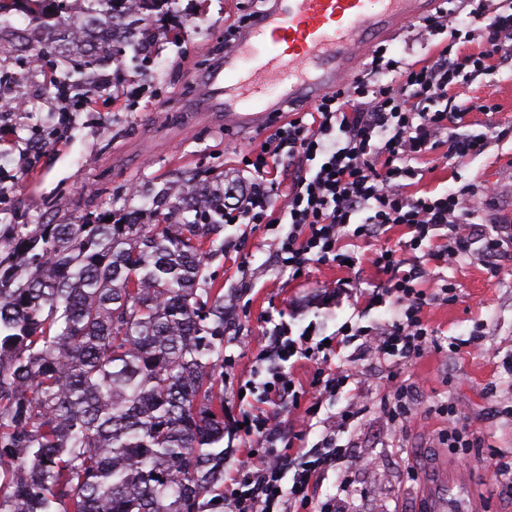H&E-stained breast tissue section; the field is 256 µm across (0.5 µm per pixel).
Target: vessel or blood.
Wrapping results in <instances>:
<instances>
[{
  "instance_id": "1",
  "label": "vessel or blood",
  "mask_w": 512,
  "mask_h": 512,
  "mask_svg": "<svg viewBox=\"0 0 512 512\" xmlns=\"http://www.w3.org/2000/svg\"><path fill=\"white\" fill-rule=\"evenodd\" d=\"M438 0H266L237 30L224 55L190 83L202 111L230 125L262 129L286 105L314 103L343 87L374 40L429 15ZM457 473L425 475V512H453Z\"/></svg>"
}]
</instances>
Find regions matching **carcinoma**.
<instances>
[{
    "mask_svg": "<svg viewBox=\"0 0 512 512\" xmlns=\"http://www.w3.org/2000/svg\"><path fill=\"white\" fill-rule=\"evenodd\" d=\"M47 0H0L50 52ZM85 27L165 0H86ZM110 49L86 41L79 80ZM125 224H29L0 249V512H224V291L205 260L218 181Z\"/></svg>",
    "mask_w": 512,
    "mask_h": 512,
    "instance_id": "obj_1",
    "label": "carcinoma"
}]
</instances>
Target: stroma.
<instances>
[{
	"label": "stroma",
	"mask_w": 512,
	"mask_h": 512,
	"mask_svg": "<svg viewBox=\"0 0 512 512\" xmlns=\"http://www.w3.org/2000/svg\"><path fill=\"white\" fill-rule=\"evenodd\" d=\"M242 0H169L167 15L152 14L144 22L158 46L143 58L136 39L118 40L100 76L112 83V108L84 110L74 115L64 147L42 149L32 176L19 174L20 153L0 162V243L8 242L20 224H50L57 217L75 224L149 207V191L170 186L190 188L191 174L202 172L223 182L243 180L240 150L259 144L263 136L226 126L220 112H191L188 78L211 60L224 29L237 22ZM173 19L186 35L175 39L161 33ZM15 74L14 94L27 107L14 116L16 141L27 143L35 128L52 123L46 112L43 72L71 70L73 61L44 56L42 73L30 74L32 56L43 55L37 43L10 44ZM467 95L470 132L482 130L478 107L499 109L500 128L489 147L465 163L439 162L426 172L418 188L434 194L465 184H490L495 193L479 208L472 226L475 241L497 234L512 237V60L490 73L469 77ZM224 249L206 261L205 273L224 291V353L231 361L224 370V405L237 406L236 393L253 376L256 356L275 323L295 328L320 324L324 335H335L345 322L381 327L390 307L357 313L351 302H337L333 290L345 270L312 266L305 283L291 281L274 260V236L263 229L225 225ZM424 289L432 300L425 316L438 334L441 348L429 351L402 376L412 387L413 420L403 427L391 423L380 406V378L386 370L376 358L355 346L341 351L368 380L348 395L324 397L317 421L307 436L316 444L329 433L338 413L356 402L362 414L340 432L350 444L353 463L344 472L329 471L315 488L319 502H332L337 512H423L420 474L431 467L458 468L476 512H512V490L493 477L496 465L512 462V246L496 265L481 252L448 265L427 263ZM452 283L458 299L435 300L442 282ZM450 403L465 413L485 435L471 466H459L457 456L441 440L448 421L433 416V404ZM347 483L348 495L338 493Z\"/></svg>",
	"instance_id": "1"
}]
</instances>
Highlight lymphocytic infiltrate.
Returning a JSON list of instances; mask_svg holds the SVG:
<instances>
[{
    "mask_svg": "<svg viewBox=\"0 0 512 512\" xmlns=\"http://www.w3.org/2000/svg\"><path fill=\"white\" fill-rule=\"evenodd\" d=\"M421 30L444 34L448 44L438 56L408 62L389 57L386 47L370 54L362 75L309 107H297L270 128L263 145L246 150L252 177L236 203L225 204L222 220H245L275 232V261L293 279L310 266L346 268V240L370 241L395 227L406 239L401 250L377 249L369 259L381 277L367 296L368 306L390 303L393 315L383 327L344 324L339 340L314 341L311 332L293 336L289 323L274 327L259 355L265 378L253 384L257 399L231 415L232 435L246 441V462L238 465L224 487V512H333L317 504L314 489L329 470L343 471L352 461L348 446L323 437L306 448L304 438L317 405L302 406V393L285 365L299 356L316 365L311 387L317 395L335 396L355 376L344 363H333L343 343L362 341L378 359L402 364L438 348V336L425 318L427 294L421 286L424 262L453 263L468 257L474 239L470 227L489 188L462 186L440 195L411 193L423 159L436 153L466 160L483 154L488 129L498 127L497 110L484 107L485 131L466 133L471 104L448 106L449 94L469 75L488 72L497 59L512 54V11L475 0L469 18L439 8L419 22ZM480 41L470 54L453 45ZM63 122L72 112L111 107V98L79 93L66 83L55 91ZM53 128L50 144L62 146L64 129ZM300 159L303 171L288 186L282 206H275L279 160ZM288 405L298 429L281 441L276 408Z\"/></svg>",
    "mask_w": 512,
    "mask_h": 512,
    "instance_id": "f902f5d3",
    "label": "lymphocytic infiltrate"
}]
</instances>
